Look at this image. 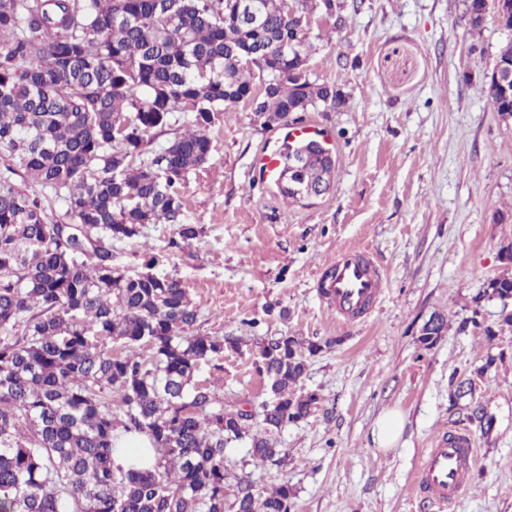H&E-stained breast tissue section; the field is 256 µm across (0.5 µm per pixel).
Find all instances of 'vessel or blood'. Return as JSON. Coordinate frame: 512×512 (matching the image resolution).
Returning <instances> with one entry per match:
<instances>
[{
    "instance_id": "obj_1",
    "label": "vessel or blood",
    "mask_w": 512,
    "mask_h": 512,
    "mask_svg": "<svg viewBox=\"0 0 512 512\" xmlns=\"http://www.w3.org/2000/svg\"><path fill=\"white\" fill-rule=\"evenodd\" d=\"M328 271V276L319 279L318 289L340 320L361 317L384 286L378 267L357 249L339 252ZM476 465L473 437L459 430L445 431L434 439L422 459L416 476L417 491L439 512H449L467 488Z\"/></svg>"
}]
</instances>
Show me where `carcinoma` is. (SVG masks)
<instances>
[{
    "instance_id": "cac0c4a2",
    "label": "carcinoma",
    "mask_w": 512,
    "mask_h": 512,
    "mask_svg": "<svg viewBox=\"0 0 512 512\" xmlns=\"http://www.w3.org/2000/svg\"><path fill=\"white\" fill-rule=\"evenodd\" d=\"M257 2L249 27L232 0H0V512H226L224 448L247 438L256 463L280 468L273 434L318 408L299 383L320 345L280 336L257 362L269 400L224 410L195 377L221 368L232 339L186 335L198 313L181 280L153 272L160 254L133 274L112 262L113 242L146 224L172 225L170 248L201 233L180 187L208 161L219 114L248 99L266 124L329 108L335 85L288 73L308 48L304 33L288 47L287 0ZM318 7L334 5L299 0L292 14ZM488 96L512 116V84L491 77ZM164 129L172 139L151 148ZM280 156L284 196L330 185L331 149L287 142ZM57 200L61 221L47 213ZM483 295L512 325V277ZM125 435L149 440L150 468L114 465ZM242 483L235 512H290L288 483L258 497Z\"/></svg>"
}]
</instances>
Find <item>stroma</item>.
I'll list each match as a JSON object with an SVG mask.
<instances>
[{"instance_id": "35a3bbf8", "label": "stroma", "mask_w": 512, "mask_h": 512, "mask_svg": "<svg viewBox=\"0 0 512 512\" xmlns=\"http://www.w3.org/2000/svg\"><path fill=\"white\" fill-rule=\"evenodd\" d=\"M307 37L310 80L334 84L340 111L294 112L265 125L241 102L209 131L212 153L189 173L186 221L204 233L168 249L158 271L181 279L198 310L195 335L229 336L222 369L202 366L225 409L261 404L263 340L296 335L321 344L301 387L318 410L277 434L284 467L256 464L247 442L228 445L229 475L254 494L291 485V512H435L415 491L421 459L442 431L474 438L478 464L451 512H512V326L498 300H478L512 273V117L485 91L497 51L512 38L494 14L470 32L465 0H334ZM308 123L333 151L336 172L320 199L284 198L260 169L290 126ZM174 229L145 225L115 243L114 264L140 269ZM347 248L369 253L383 292L360 322L337 321L318 295L324 264ZM444 334L423 347L433 313ZM493 336H486V329ZM473 378L488 422L469 420L452 378ZM404 429L390 449L373 430L389 411Z\"/></svg>"}]
</instances>
